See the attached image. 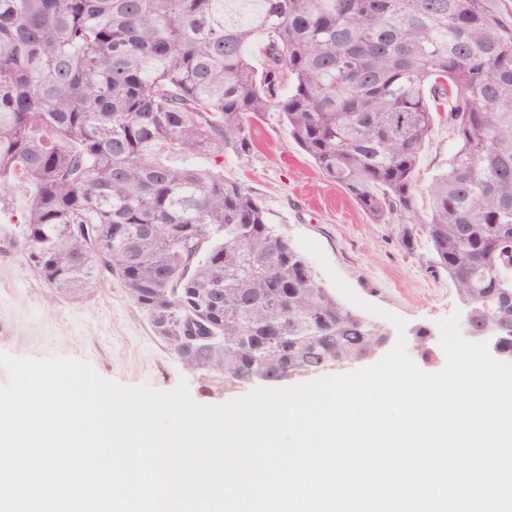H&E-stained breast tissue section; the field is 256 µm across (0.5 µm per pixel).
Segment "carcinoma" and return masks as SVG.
Instances as JSON below:
<instances>
[{"mask_svg": "<svg viewBox=\"0 0 512 512\" xmlns=\"http://www.w3.org/2000/svg\"><path fill=\"white\" fill-rule=\"evenodd\" d=\"M263 61L253 63L256 42ZM279 112L478 328L512 291V0H0V184L56 290L117 277L187 369L234 389L341 371L386 328L322 287L225 156ZM456 150L415 206L436 121Z\"/></svg>", "mask_w": 512, "mask_h": 512, "instance_id": "1", "label": "carcinoma"}]
</instances>
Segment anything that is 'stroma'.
I'll return each instance as SVG.
<instances>
[{"mask_svg":"<svg viewBox=\"0 0 512 512\" xmlns=\"http://www.w3.org/2000/svg\"><path fill=\"white\" fill-rule=\"evenodd\" d=\"M249 136L252 151L226 159L224 174L248 187L290 242L302 235L316 240L360 299L405 318L409 327L435 329L438 319L458 310L452 283L428 272L425 246L405 250L397 224L373 223L298 147L279 113L253 119ZM454 149L447 125H437L417 175L419 212L428 208L426 186ZM31 200V190L0 185V351L83 359L101 377L126 386L169 391L184 380L192 398L206 405L250 392L247 384L231 395L207 387L155 335L148 315L117 278H95L74 293L48 288L20 247L19 228Z\"/></svg>","mask_w":512,"mask_h":512,"instance_id":"stroma-1","label":"stroma"}]
</instances>
